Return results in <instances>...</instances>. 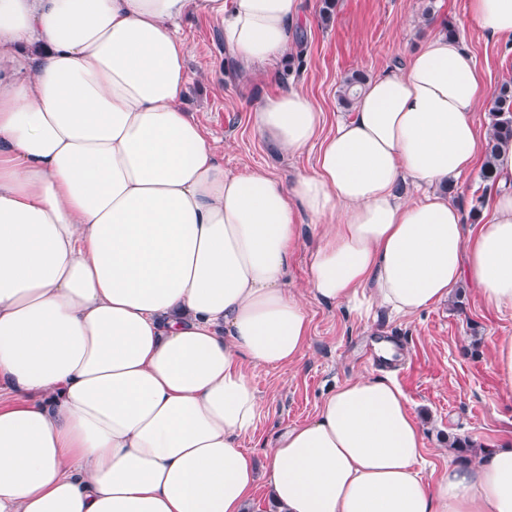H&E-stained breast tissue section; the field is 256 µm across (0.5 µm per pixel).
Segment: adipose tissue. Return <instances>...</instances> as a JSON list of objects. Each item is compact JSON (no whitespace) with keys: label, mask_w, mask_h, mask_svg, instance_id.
<instances>
[{"label":"adipose tissue","mask_w":512,"mask_h":512,"mask_svg":"<svg viewBox=\"0 0 512 512\" xmlns=\"http://www.w3.org/2000/svg\"><path fill=\"white\" fill-rule=\"evenodd\" d=\"M193 12L248 71L287 54L301 0H0V512H247L262 481L273 512H512V444L425 480L384 376L284 429L265 479L243 446L251 372L304 359L307 298L410 317L466 282L512 311V146L482 224L441 191L488 142L473 55L428 39L328 133L301 90L266 97L253 129L316 167L230 175L182 106ZM468 13L512 37V0ZM310 241L302 245L294 256L288 276V288L304 289L308 272Z\"/></svg>","instance_id":"1"}]
</instances>
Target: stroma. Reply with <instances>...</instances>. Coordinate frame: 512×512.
I'll use <instances>...</instances> for the list:
<instances>
[{
  "label": "stroma",
  "mask_w": 512,
  "mask_h": 512,
  "mask_svg": "<svg viewBox=\"0 0 512 512\" xmlns=\"http://www.w3.org/2000/svg\"><path fill=\"white\" fill-rule=\"evenodd\" d=\"M323 0H302V22L286 59L242 75L224 46L218 26L194 13L180 23L190 53L183 105L191 111L224 164L236 174L262 167L288 178L312 169L315 150L288 156L272 148L252 128L250 114L267 96L294 86L325 112L333 129L343 110L340 90L355 70L368 77L403 64L428 37L455 24L486 78V98L494 100L502 82L512 79V39L483 34L467 15V0H338L330 22H323ZM431 19H423L424 10ZM464 210L467 225L481 223L492 196L471 170L454 180L448 193ZM310 346L290 368L260 366L252 371L262 399L261 416L244 442L258 466L265 448L283 428L313 417L323 399L357 375H389L400 386L425 433L424 478H432L458 453L454 438L479 439L494 447L512 442V395H506L491 368L493 339L512 336V312L487 309L468 284L447 302L406 318L375 310L369 317L308 299ZM391 341L392 360L374 350Z\"/></svg>",
  "instance_id": "1"
}]
</instances>
